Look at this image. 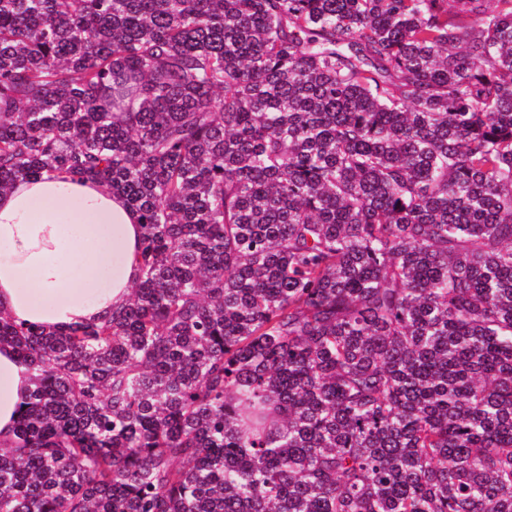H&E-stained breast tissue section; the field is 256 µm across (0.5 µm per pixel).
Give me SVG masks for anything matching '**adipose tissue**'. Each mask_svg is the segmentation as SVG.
Wrapping results in <instances>:
<instances>
[{"mask_svg":"<svg viewBox=\"0 0 512 512\" xmlns=\"http://www.w3.org/2000/svg\"><path fill=\"white\" fill-rule=\"evenodd\" d=\"M142 226L101 184L44 174L0 193V310L18 322L67 329L124 305L138 278ZM30 373L0 347V444L9 445Z\"/></svg>","mask_w":512,"mask_h":512,"instance_id":"adipose-tissue-1","label":"adipose tissue"}]
</instances>
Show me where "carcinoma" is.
<instances>
[{"mask_svg":"<svg viewBox=\"0 0 512 512\" xmlns=\"http://www.w3.org/2000/svg\"><path fill=\"white\" fill-rule=\"evenodd\" d=\"M143 225L0 312V512H512V0H0V191ZM139 214L91 181L43 174L0 193V310L48 329L97 323L138 278ZM32 388L30 373L10 346L0 347V443L9 445L15 438V426L21 404Z\"/></svg>","mask_w":512,"mask_h":512,"instance_id":"1","label":"carcinoma"}]
</instances>
